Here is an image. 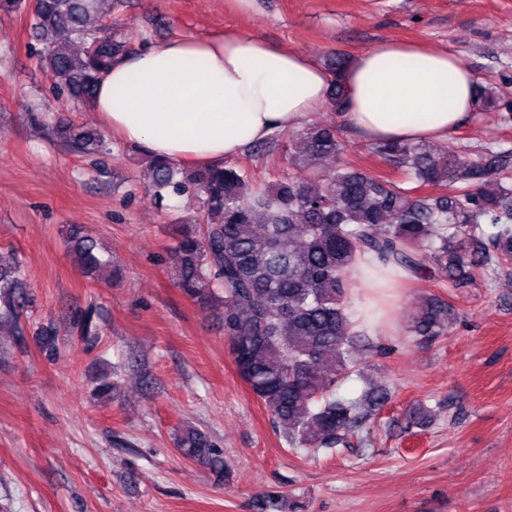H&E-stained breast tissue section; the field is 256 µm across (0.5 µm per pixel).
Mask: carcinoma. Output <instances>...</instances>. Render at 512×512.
<instances>
[{"instance_id":"obj_1","label":"carcinoma","mask_w":512,"mask_h":512,"mask_svg":"<svg viewBox=\"0 0 512 512\" xmlns=\"http://www.w3.org/2000/svg\"><path fill=\"white\" fill-rule=\"evenodd\" d=\"M21 9L44 43L41 69L92 108L100 77L128 51V35L107 25L112 0H0V11ZM347 63L344 54L330 59L339 111ZM54 133L83 153L108 151L99 132L70 120ZM251 150L282 157L300 174L262 179L229 161L186 167L148 157L154 200H194L190 222L178 225L173 280L217 314L239 375L289 449L367 448L372 440L361 429L391 398L390 387L370 386L356 398L338 393L353 374L368 380L354 356L367 327L351 310L362 260L368 255L383 268L443 278L453 287L512 266V151L471 157L429 143H372L371 153L405 176L410 186L404 187L340 163L345 146L327 123L309 124L287 140L277 132ZM427 187L442 192L427 194ZM67 240L85 275L112 266L82 226L70 225ZM23 274L19 261L0 262V326L14 335L26 303ZM456 319L448 304L425 296L406 333L420 340L447 336ZM427 418V409L412 406L404 429L420 428ZM176 447L183 458L224 474V450L206 433L184 426ZM282 504L278 491L257 499L258 512H282Z\"/></svg>"}]
</instances>
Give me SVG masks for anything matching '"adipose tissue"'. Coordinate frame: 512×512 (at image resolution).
<instances>
[{"mask_svg":"<svg viewBox=\"0 0 512 512\" xmlns=\"http://www.w3.org/2000/svg\"><path fill=\"white\" fill-rule=\"evenodd\" d=\"M316 62L246 34L181 37L114 60L92 111L145 153L192 166L222 163L329 102ZM342 118L370 142H438L468 121L476 79L453 52L383 42L343 74Z\"/></svg>","mask_w":512,"mask_h":512,"instance_id":"adipose-tissue-1","label":"adipose tissue"}]
</instances>
